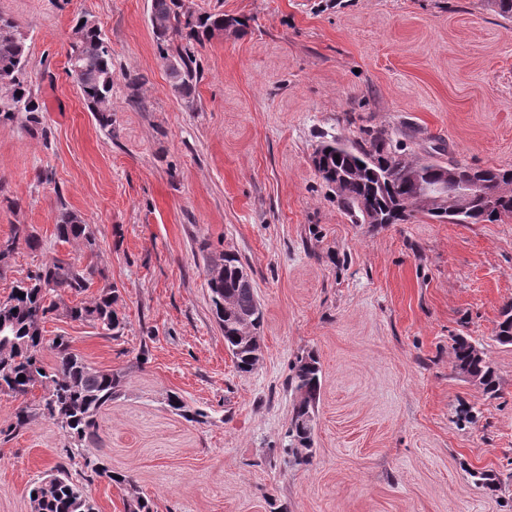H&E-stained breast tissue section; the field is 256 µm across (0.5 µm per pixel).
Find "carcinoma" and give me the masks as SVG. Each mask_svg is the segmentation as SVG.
I'll use <instances>...</instances> for the list:
<instances>
[{"label":"carcinoma","instance_id":"obj_1","mask_svg":"<svg viewBox=\"0 0 512 512\" xmlns=\"http://www.w3.org/2000/svg\"><path fill=\"white\" fill-rule=\"evenodd\" d=\"M150 26L156 40L160 58L174 59L176 66L167 69L172 86L189 97L197 79L196 59L187 49L171 53V42L184 37L201 45L228 20L222 14L195 13L184 8L182 0H150ZM14 30L16 36L0 34V109L1 120L13 119L15 113H26L33 125L40 124V107L26 79L28 46L18 24L0 16V25ZM68 59L81 57L82 80L78 83L80 96L95 113L104 129H112V114L107 106L112 91V49L98 27L79 23L77 38L71 42ZM315 166L323 181L332 187L342 207L355 224L367 223L373 211L388 218L390 224H401L416 213H423L440 223H456L453 204L426 202L415 193L409 175L419 174L430 181L434 172L443 168L433 157L412 156L401 148L398 140L385 128L360 130L356 139L335 138L318 149ZM457 182L466 183L480 177L489 187L502 192L496 209L487 213L482 205L473 201L464 204L470 223L495 222L503 216H512V168L473 169L454 164ZM57 237L68 242L82 240L90 255H95L96 239L91 225L64 208L55 224ZM36 251L40 241L26 224H15L11 236L0 241V275L7 259L20 247ZM217 272L208 281L212 311L224 332V345L241 373L252 371L250 354L253 350L243 346V327L239 319L248 317L252 329L261 326L264 314L253 283L241 260L233 253L222 256ZM96 267L89 262L78 264L53 257L36 265L26 279L18 282L7 299L0 302V393L14 398L25 397L37 385L45 387L38 404L40 413L57 425L76 448L98 439L97 416L104 406L112 402L119 391L123 375L104 371L88 364L75 353L68 341L56 337L46 341L43 324L60 312L72 321L88 323L112 337L120 333L122 322L112 309L113 294L110 286L102 289L91 302L66 303L68 293L79 295L89 288ZM496 339L502 345H512V304L500 314ZM55 356L51 367L44 365V351ZM455 368L479 381L483 391L497 395L498 383L492 365L484 353L464 336L454 338L452 346ZM25 380H18V376ZM321 365L317 357L307 354L291 366L288 386L300 395L288 429V437L295 449L308 450L313 446L315 405L321 392ZM55 481L36 482L29 494L34 512H94L84 490L75 484L65 468L57 467ZM94 474L121 486L132 480L101 462L93 468Z\"/></svg>","mask_w":512,"mask_h":512}]
</instances>
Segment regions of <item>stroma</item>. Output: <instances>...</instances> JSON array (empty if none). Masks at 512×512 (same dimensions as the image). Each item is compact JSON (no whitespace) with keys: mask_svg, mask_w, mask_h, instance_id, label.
I'll return each instance as SVG.
<instances>
[{"mask_svg":"<svg viewBox=\"0 0 512 512\" xmlns=\"http://www.w3.org/2000/svg\"><path fill=\"white\" fill-rule=\"evenodd\" d=\"M188 3L247 28L196 47L184 98L150 0H0L27 36L41 108L38 126L22 112L0 122V240L25 224L41 241L9 257L0 301L43 260L95 263L81 299L114 286L119 336L62 315L44 334L126 374L82 448L41 416L15 429L43 386L0 394V512H32L30 484L59 465L95 512H126L134 495L154 512H512V345L496 339L512 303V218L354 224L311 162L322 141L383 127L445 163L512 167V20L485 0ZM81 17L112 49L108 130L67 73ZM64 208L91 224L95 252L58 240ZM227 252L264 312L246 374L207 285ZM457 336L484 352L497 396L458 373ZM310 352L322 387L302 458L288 376ZM101 460L132 487L93 478ZM477 470L494 471L495 487L475 485Z\"/></svg>","mask_w":512,"mask_h":512,"instance_id":"1","label":"stroma"}]
</instances>
